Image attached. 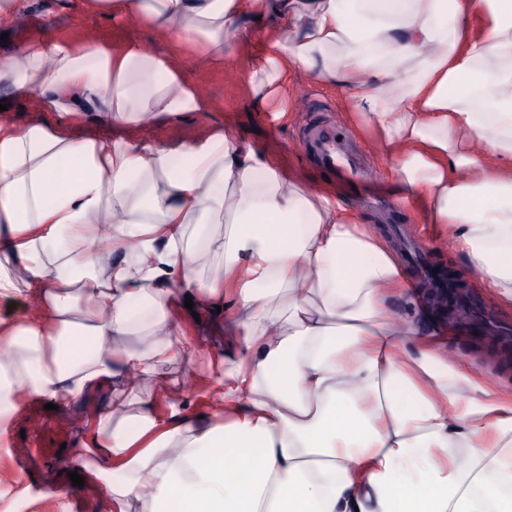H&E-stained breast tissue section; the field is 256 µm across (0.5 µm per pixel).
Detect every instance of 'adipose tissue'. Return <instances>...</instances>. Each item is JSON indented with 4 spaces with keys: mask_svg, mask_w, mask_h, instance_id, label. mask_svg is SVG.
Masks as SVG:
<instances>
[{
    "mask_svg": "<svg viewBox=\"0 0 512 512\" xmlns=\"http://www.w3.org/2000/svg\"><path fill=\"white\" fill-rule=\"evenodd\" d=\"M221 63L263 17L252 94L288 112L293 72L344 111L485 286L512 301V0H81ZM0 88L55 123L0 122V419L28 396L111 385L97 437L117 512H512V401L449 365L392 298L394 251L340 201L235 134L103 142L78 120L143 127L209 101L144 45L47 39L0 57ZM212 224L205 249L189 227ZM213 259L203 263V252ZM232 300L241 357L209 391L221 420H160L155 376L182 357L185 292ZM140 343L126 345L127 337ZM31 300L32 298L25 296L0 297V319L8 320L21 309L22 313L27 309L30 311L28 314H37Z\"/></svg>",
    "mask_w": 512,
    "mask_h": 512,
    "instance_id": "adipose-tissue-1",
    "label": "adipose tissue"
}]
</instances>
